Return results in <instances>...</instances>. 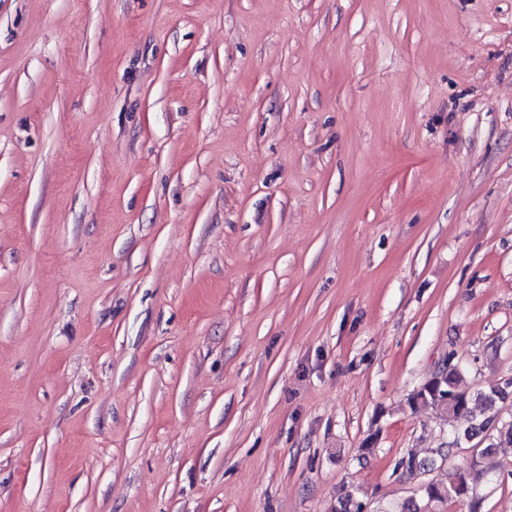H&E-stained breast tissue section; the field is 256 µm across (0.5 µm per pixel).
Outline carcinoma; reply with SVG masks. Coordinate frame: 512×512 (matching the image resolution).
<instances>
[{"label":"carcinoma","mask_w":512,"mask_h":512,"mask_svg":"<svg viewBox=\"0 0 512 512\" xmlns=\"http://www.w3.org/2000/svg\"><path fill=\"white\" fill-rule=\"evenodd\" d=\"M462 375L458 365L448 362V366L431 375V378L407 398L411 411L416 412L422 407L438 406L453 423L460 417L470 419V425L459 430L452 428L448 441L456 438H470L476 434H484L485 446L471 456L463 459L456 472L448 477L443 484L423 483L419 487V496L402 501L393 512H432V508L470 501L472 512H480L481 500L474 497L477 482L487 475L483 468V460L492 455L503 454L512 449V419L504 421L494 414L482 420L473 417L471 404L477 399L487 408L494 407L498 396L504 389H494L489 393L473 395L460 388ZM398 467L412 475L416 471L427 469V463L418 459L413 452L402 456ZM358 491L346 492L338 498L339 508L336 512H363V504L356 498Z\"/></svg>","instance_id":"obj_1"}]
</instances>
